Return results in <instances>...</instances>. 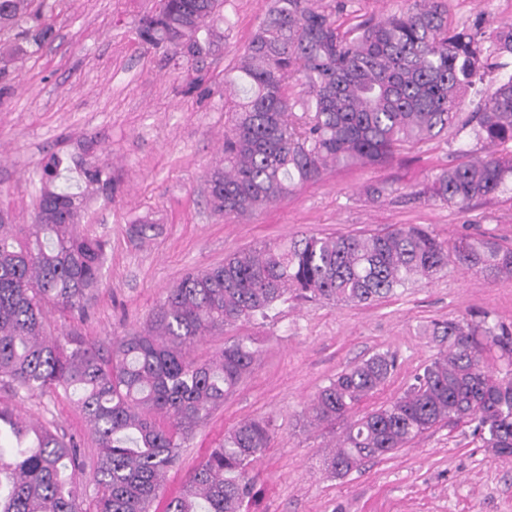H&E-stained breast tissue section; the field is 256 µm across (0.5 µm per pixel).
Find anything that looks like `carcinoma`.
Returning <instances> with one entry per match:
<instances>
[{"mask_svg":"<svg viewBox=\"0 0 512 512\" xmlns=\"http://www.w3.org/2000/svg\"><path fill=\"white\" fill-rule=\"evenodd\" d=\"M33 0H0V26L39 20ZM224 0H160L139 36L171 56L187 42L201 71L223 35ZM512 56V24L452 25L443 0H407L399 12L341 31L323 0H272L239 56L241 93L228 103L224 156L206 175L212 210L253 213L318 180L332 167L393 160L459 126L465 96L481 95L462 127L482 155L436 174L426 194L459 210L512 182V73L489 89L487 71ZM300 90H294L292 82ZM50 155L40 172L34 223H0V384L30 395L76 396L99 449L93 512H150L183 442L241 379L256 351L241 338L201 361L210 333L268 318L288 297L369 305L431 279L455 262L512 277V244L443 240L421 225L264 241L217 266L186 273L140 331L97 346L78 333L52 337L48 307L81 313L100 288L107 241L81 232L87 187L112 181L108 167L71 159L82 182ZM426 334L448 349L403 392L357 419L355 406L394 375L395 355L376 352L319 389L311 425L344 422L323 457L335 478L392 454L441 423L466 421L482 446L512 457V324L450 319ZM496 349L505 372L484 360ZM273 421L254 418L224 433L165 512H244L255 500L251 472L269 447ZM80 448L42 422L0 405V512H86Z\"/></svg>","mask_w":512,"mask_h":512,"instance_id":"1","label":"carcinoma"}]
</instances>
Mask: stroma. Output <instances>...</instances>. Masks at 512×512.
Masks as SVG:
<instances>
[{"label": "stroma", "mask_w": 512, "mask_h": 512, "mask_svg": "<svg viewBox=\"0 0 512 512\" xmlns=\"http://www.w3.org/2000/svg\"><path fill=\"white\" fill-rule=\"evenodd\" d=\"M448 20L512 24V0H446ZM54 29L51 41L22 39L21 26L0 31V44L21 51L0 73V210L14 224H32L39 169L51 153L84 155L107 164L115 192H96L81 228L107 239L102 285L77 320L58 310L56 328L102 342L142 329L167 288L194 268L212 267L260 242L306 234L347 233L424 224L441 238L463 235L512 240V192L473 202L464 211L423 196L441 169L464 162L467 133L402 153L392 162L334 169L314 183L243 218L214 214L204 178L222 157L224 101L236 88L225 74L264 18L270 0H224L222 45L205 62L204 94L188 95L193 78L170 54L143 42L140 21L159 0H35ZM371 184L390 191L366 193ZM154 219L157 234L131 239L137 218ZM512 323V278H492L452 264L435 279L372 305L291 300L269 318L204 337L193 349L205 360L225 341L251 338L259 349L252 371L181 449L155 507L162 512L188 473L225 431L269 417L275 431L256 464L250 512H512V458L481 448L466 424L437 426L413 444L371 460L344 478L322 467L342 425L311 427L305 409L336 373L376 352L398 357L394 377L358 407L365 413L398 396L444 343L425 335L434 320L481 318ZM0 404L51 423L74 439L93 469L97 447L89 425L64 392L31 396L0 388Z\"/></svg>", "instance_id": "35a3bbf8"}]
</instances>
